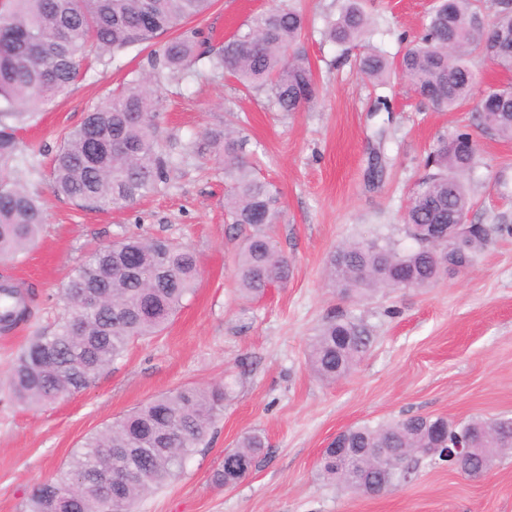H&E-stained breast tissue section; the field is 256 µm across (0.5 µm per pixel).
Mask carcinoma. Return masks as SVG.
<instances>
[{
    "label": "carcinoma",
    "instance_id": "obj_1",
    "mask_svg": "<svg viewBox=\"0 0 512 512\" xmlns=\"http://www.w3.org/2000/svg\"><path fill=\"white\" fill-rule=\"evenodd\" d=\"M0 9V260L24 254L45 223L43 204L14 174L23 150L16 123L33 116L66 94L80 75L79 60L92 42L103 54L171 35L161 56L152 60L155 77L185 69L200 47L199 32L187 27L213 0H6ZM304 17L286 7L254 15L224 40L212 66L246 89L268 92L281 112H297L317 93L311 66L299 50ZM369 22L358 0H344L338 18L327 28L330 41L346 45L361 40ZM512 42V13L500 11L486 24L479 0H436L419 37L390 63L380 53L359 60L360 70L380 85L394 74L420 98L450 111L470 103L477 75L469 57L478 52L504 72H512V54L491 51V37ZM160 97L149 79L135 74L117 92L92 107L81 126L68 132L52 161L54 192L91 209L121 210L155 193L167 180L169 163L159 150L152 122ZM475 111L484 127L512 140V84L491 87ZM467 133L442 139L433 152L436 171L418 184L404 216L406 248L390 236L375 235L340 246L330 257L328 273L343 295L364 300L381 289L427 288L471 264L501 227L472 224L463 252L428 240L430 224L448 223V215L467 216L471 201L465 177L476 153L463 148ZM224 170V209L241 237L234 276L245 300L265 295L270 284L288 281V258L277 249L270 227L279 217V190L260 178L242 152L235 132L209 133L198 144ZM199 278L196 253L168 240L126 236L91 252L64 288L70 310L51 333L30 337L9 368L15 399L36 408L88 388L97 375L123 357L130 344L157 336L192 295ZM93 293L97 310L83 308L74 296ZM82 332H73V319ZM372 336L352 319L327 321L309 346L314 374L333 382L347 376L369 350ZM228 387L185 385L156 396L120 420L88 436L59 474L39 484L25 512H113L98 487L108 472L122 481L125 512L145 494L177 478L186 459L206 444L211 425L224 409ZM349 448H385L391 461L382 474H365L355 458L338 469L319 463L324 479L341 480L357 491L361 480L384 481V490L402 486L417 462L402 448H435L433 463L456 470H478L482 457L459 463L446 450L458 445L486 448L491 454L512 446V419H471L453 423L444 417L411 416L372 426L346 429ZM267 448L254 432L229 451L236 469L220 466L219 486L237 485Z\"/></svg>",
    "mask_w": 512,
    "mask_h": 512
}]
</instances>
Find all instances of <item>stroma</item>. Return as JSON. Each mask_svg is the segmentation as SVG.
<instances>
[{
	"instance_id": "obj_1",
	"label": "stroma",
	"mask_w": 512,
	"mask_h": 512,
	"mask_svg": "<svg viewBox=\"0 0 512 512\" xmlns=\"http://www.w3.org/2000/svg\"><path fill=\"white\" fill-rule=\"evenodd\" d=\"M372 33L339 46L325 35L342 0H215L191 26L209 46L274 5L300 9L302 48L317 96L298 112L275 108L265 92L244 91L213 69L209 55L161 79L156 122L169 162L157 192L123 210L85 209L56 196L51 159L65 132L132 73L151 74L153 46L118 56L89 50L70 91L17 132L38 148L17 175L45 209L44 229L20 262L0 263V281L18 276L28 304L23 321L0 329V512H23L33 489L55 477L84 439L157 395L184 385L232 383L209 443L186 460L178 479L135 512H512V451L480 480L419 461L409 484L376 497L319 479L320 455L336 433L416 415L452 421L512 417V141L483 128L471 107L437 110L402 81L382 89L355 66L369 50L396 60L417 36L433 0H360ZM389 111H376L377 95ZM233 128L261 177L280 191L271 234L288 257L286 284L241 300L233 270L239 243L224 214V173L193 144ZM470 134L477 163L467 186L469 219L500 231L464 273L428 288L386 289L358 301L328 278L330 253L345 240L404 235L403 215L438 140ZM383 169L370 177L372 158ZM128 235L189 245L199 286L160 336L131 345L85 390L39 407L19 405L6 370L36 332L66 312L62 288L92 252ZM366 326L372 343L348 376L327 384L307 363L312 336L330 317ZM269 443L236 486L213 481L224 453L252 430Z\"/></svg>"
}]
</instances>
